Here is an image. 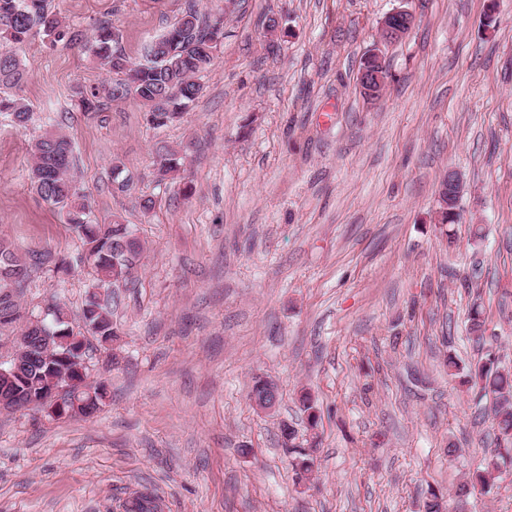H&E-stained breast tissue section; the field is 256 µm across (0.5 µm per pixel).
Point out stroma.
<instances>
[{
	"instance_id": "stroma-1",
	"label": "stroma",
	"mask_w": 512,
	"mask_h": 512,
	"mask_svg": "<svg viewBox=\"0 0 512 512\" xmlns=\"http://www.w3.org/2000/svg\"><path fill=\"white\" fill-rule=\"evenodd\" d=\"M191 2L226 11L224 40L200 98L164 129L132 99L81 110V93L112 75L78 48L40 36L13 48L33 121L0 115V238L23 255L80 250L30 186L29 145L54 127L99 222L135 225L144 252L115 291L119 340L90 350L91 378L108 386L101 410L0 412V512H122L140 488L167 512H425L434 491L456 506L496 425L491 398L460 387L446 359L487 347L512 362V0L52 5L88 36L111 22L135 60ZM400 7L414 28L381 42ZM374 51L390 79L371 101L358 76ZM163 145L184 164L160 183ZM451 170L461 218L444 226ZM89 279L34 273L22 306L37 313L55 296L79 317ZM476 299L482 348L468 330ZM259 376L279 388L269 412L248 397ZM287 424L297 445L317 444L304 486L282 446Z\"/></svg>"
}]
</instances>
